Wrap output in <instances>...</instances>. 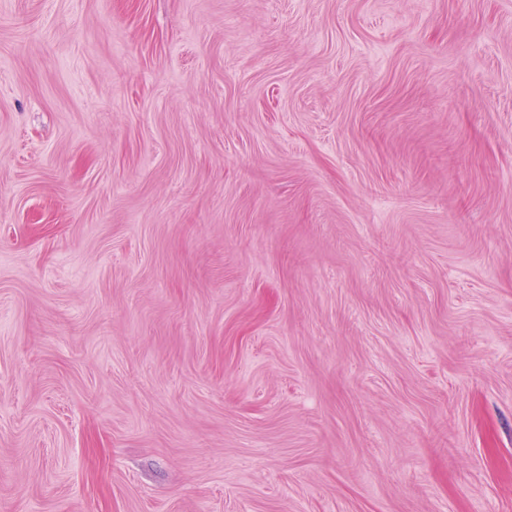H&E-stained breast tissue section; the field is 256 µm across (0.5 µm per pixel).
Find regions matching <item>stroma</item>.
<instances>
[{"instance_id": "obj_1", "label": "stroma", "mask_w": 512, "mask_h": 512, "mask_svg": "<svg viewBox=\"0 0 512 512\" xmlns=\"http://www.w3.org/2000/svg\"><path fill=\"white\" fill-rule=\"evenodd\" d=\"M0 512H512V0H0Z\"/></svg>"}]
</instances>
